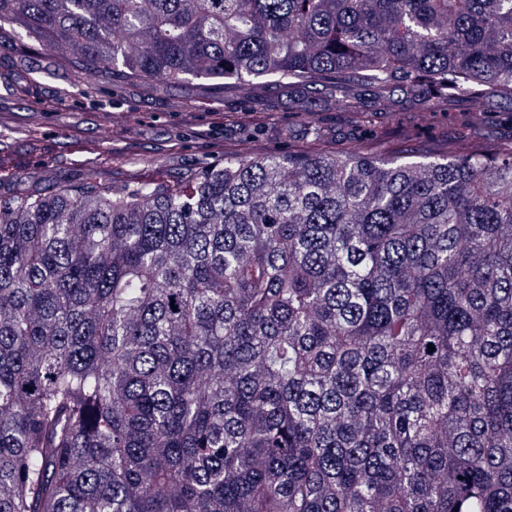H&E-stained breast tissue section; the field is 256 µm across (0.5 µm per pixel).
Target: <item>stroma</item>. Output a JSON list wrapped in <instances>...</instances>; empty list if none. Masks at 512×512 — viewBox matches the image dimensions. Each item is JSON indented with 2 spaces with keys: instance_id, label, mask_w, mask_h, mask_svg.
Here are the masks:
<instances>
[{
  "instance_id": "35a3bbf8",
  "label": "stroma",
  "mask_w": 512,
  "mask_h": 512,
  "mask_svg": "<svg viewBox=\"0 0 512 512\" xmlns=\"http://www.w3.org/2000/svg\"><path fill=\"white\" fill-rule=\"evenodd\" d=\"M255 92L270 103L249 110L248 98L222 83L188 77L176 83L92 78L50 48L31 44L16 28L0 29V201L23 186L79 185L89 170L104 184L129 189L151 179L181 181L215 167L229 153L249 155L302 149L290 134L297 118L280 83L260 80ZM398 106L390 128L393 148L419 155L453 138L466 120L467 102L437 111ZM328 138L322 150L343 151L362 138L346 113L319 115ZM119 130L102 145L98 132Z\"/></svg>"
}]
</instances>
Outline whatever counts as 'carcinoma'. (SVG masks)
<instances>
[{
    "label": "carcinoma",
    "instance_id": "carcinoma-1",
    "mask_svg": "<svg viewBox=\"0 0 512 512\" xmlns=\"http://www.w3.org/2000/svg\"><path fill=\"white\" fill-rule=\"evenodd\" d=\"M98 76L361 125L512 97V0H0ZM0 512H512V144L224 155L0 202Z\"/></svg>",
    "mask_w": 512,
    "mask_h": 512
}]
</instances>
